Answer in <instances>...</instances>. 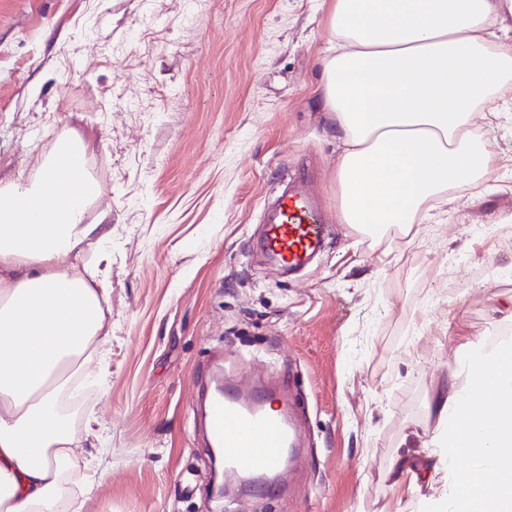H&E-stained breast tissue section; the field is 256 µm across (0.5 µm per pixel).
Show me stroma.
Instances as JSON below:
<instances>
[{"label":"stroma","instance_id":"1","mask_svg":"<svg viewBox=\"0 0 512 512\" xmlns=\"http://www.w3.org/2000/svg\"><path fill=\"white\" fill-rule=\"evenodd\" d=\"M331 0H0V179L30 178L65 129L95 139L87 216H111L112 326L92 398L70 394L77 512H213L191 409L209 355L242 387L294 377L304 457L281 495L225 512H424L448 485H393L431 452L427 406L468 342L512 328V84L481 189L417 234L343 224L335 131L316 107ZM301 178L333 233L291 276L253 250Z\"/></svg>","mask_w":512,"mask_h":512}]
</instances>
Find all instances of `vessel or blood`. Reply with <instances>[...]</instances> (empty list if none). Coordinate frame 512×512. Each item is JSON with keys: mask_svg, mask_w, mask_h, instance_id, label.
<instances>
[{"mask_svg": "<svg viewBox=\"0 0 512 512\" xmlns=\"http://www.w3.org/2000/svg\"><path fill=\"white\" fill-rule=\"evenodd\" d=\"M328 229L318 207L299 192L278 200L259 245L281 266H305L326 243ZM209 384L201 397L208 443L224 459L226 470L270 479V491L280 490L286 466L301 458L300 416L305 406L296 394L278 397L275 390L255 384L243 390L224 380L223 361L208 360Z\"/></svg>", "mask_w": 512, "mask_h": 512, "instance_id": "vessel-or-blood-1", "label": "vessel or blood"}]
</instances>
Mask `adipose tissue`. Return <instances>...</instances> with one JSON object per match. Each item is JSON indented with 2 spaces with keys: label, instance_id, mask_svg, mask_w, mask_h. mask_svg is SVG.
<instances>
[{
  "label": "adipose tissue",
  "instance_id": "adipose-tissue-1",
  "mask_svg": "<svg viewBox=\"0 0 512 512\" xmlns=\"http://www.w3.org/2000/svg\"><path fill=\"white\" fill-rule=\"evenodd\" d=\"M335 51L322 61L320 105L342 145V223L379 238L480 188L494 159L481 122L512 80V0H333ZM94 141L65 137L29 184H0V512H70L63 484L74 440L62 397L109 335L104 286L112 255L81 265L112 233L85 221ZM464 377L449 375L436 415L434 468L471 454L469 498L435 512H512V345L474 342Z\"/></svg>",
  "mask_w": 512,
  "mask_h": 512
}]
</instances>
